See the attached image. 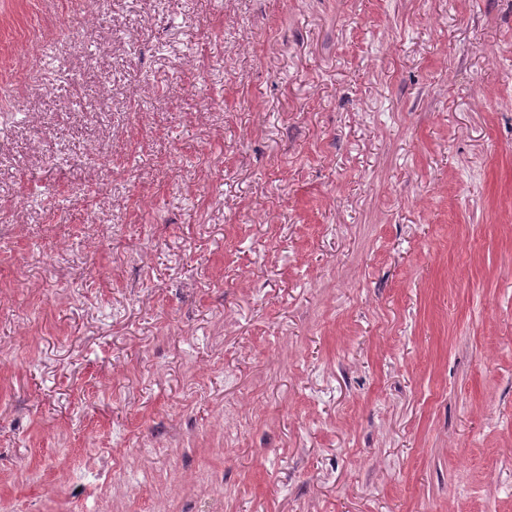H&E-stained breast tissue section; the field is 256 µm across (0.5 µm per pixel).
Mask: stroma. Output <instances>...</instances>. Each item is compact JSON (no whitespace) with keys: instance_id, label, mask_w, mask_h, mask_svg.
<instances>
[{"instance_id":"obj_1","label":"stroma","mask_w":512,"mask_h":512,"mask_svg":"<svg viewBox=\"0 0 512 512\" xmlns=\"http://www.w3.org/2000/svg\"><path fill=\"white\" fill-rule=\"evenodd\" d=\"M512 512V0H0V512Z\"/></svg>"}]
</instances>
